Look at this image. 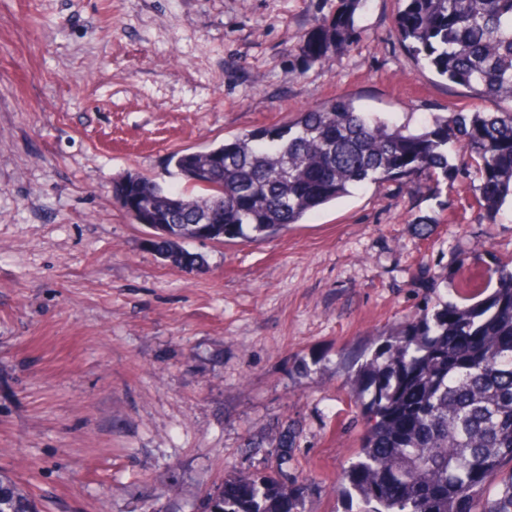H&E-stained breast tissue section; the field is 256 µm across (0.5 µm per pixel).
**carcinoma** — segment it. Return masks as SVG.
<instances>
[{"label":"carcinoma","mask_w":512,"mask_h":512,"mask_svg":"<svg viewBox=\"0 0 512 512\" xmlns=\"http://www.w3.org/2000/svg\"><path fill=\"white\" fill-rule=\"evenodd\" d=\"M399 4L398 36L418 60L452 84L512 101V0ZM357 6L344 0L317 21L304 47L310 61L328 63L356 40ZM459 144L478 180V218L495 224L512 197V112H438L412 128L347 99L308 108L284 129L173 154L185 188L148 180L129 217L164 262L194 266L202 258L189 241L263 239L358 185L446 179ZM470 287L483 297L416 309L357 370L365 430L345 473L355 512H512V259ZM0 512L39 510L0 475ZM202 512H302L301 492L272 475L229 478Z\"/></svg>","instance_id":"1"}]
</instances>
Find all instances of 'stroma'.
Listing matches in <instances>:
<instances>
[{"label":"stroma","instance_id":"obj_1","mask_svg":"<svg viewBox=\"0 0 512 512\" xmlns=\"http://www.w3.org/2000/svg\"><path fill=\"white\" fill-rule=\"evenodd\" d=\"M342 0H0V472L43 512H200L225 478L304 485L347 512L363 360L424 302L512 255L458 172L365 185L259 241L166 265L112 198L176 151L349 99L413 123L511 112L418 63L398 0H364L333 62H308ZM295 444L282 451L283 426Z\"/></svg>","mask_w":512,"mask_h":512}]
</instances>
